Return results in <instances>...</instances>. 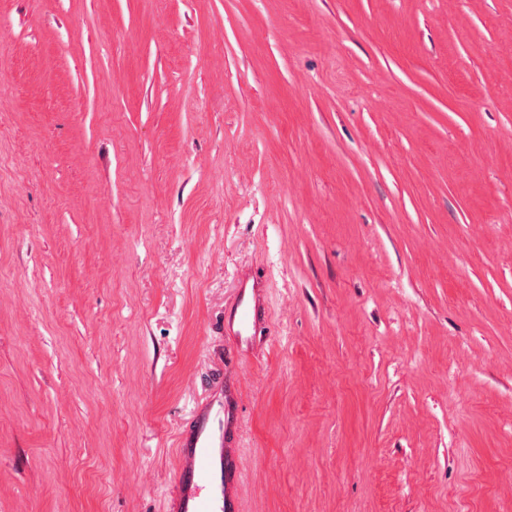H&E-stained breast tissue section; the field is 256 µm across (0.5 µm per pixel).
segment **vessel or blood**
Segmentation results:
<instances>
[{
  "mask_svg": "<svg viewBox=\"0 0 512 512\" xmlns=\"http://www.w3.org/2000/svg\"><path fill=\"white\" fill-rule=\"evenodd\" d=\"M239 344L251 343L261 331L256 292L244 291L228 316ZM189 428L177 436L178 466L169 496L170 512H243L241 463L236 449L227 447L235 424L234 400L216 379L207 395L195 401Z\"/></svg>",
  "mask_w": 512,
  "mask_h": 512,
  "instance_id": "vessel-or-blood-1",
  "label": "vessel or blood"
}]
</instances>
